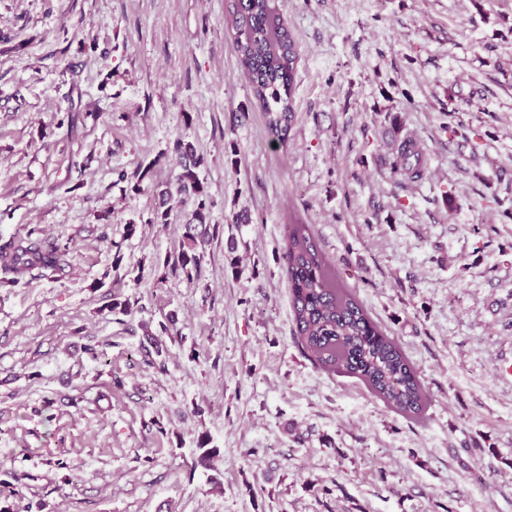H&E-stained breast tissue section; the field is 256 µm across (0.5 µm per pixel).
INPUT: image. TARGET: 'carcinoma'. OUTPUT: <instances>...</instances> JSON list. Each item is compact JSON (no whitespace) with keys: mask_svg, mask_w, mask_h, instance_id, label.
I'll use <instances>...</instances> for the list:
<instances>
[{"mask_svg":"<svg viewBox=\"0 0 512 512\" xmlns=\"http://www.w3.org/2000/svg\"><path fill=\"white\" fill-rule=\"evenodd\" d=\"M233 47L274 141L285 147L295 126L293 82L298 47L275 0H236L230 14ZM177 192L205 195L199 178L204 158L178 139L173 148ZM425 159L411 141L401 143L394 171L419 177ZM209 212L201 201L185 224L181 249L167 260L172 273L199 272ZM284 271L293 312V336L321 369L356 378L391 410L424 419L427 397L417 372L397 342L369 317L342 283L306 224H287ZM67 247L40 238L0 239V282L19 284L33 268L64 270Z\"/></svg>","mask_w":512,"mask_h":512,"instance_id":"carcinoma-1","label":"carcinoma"}]
</instances>
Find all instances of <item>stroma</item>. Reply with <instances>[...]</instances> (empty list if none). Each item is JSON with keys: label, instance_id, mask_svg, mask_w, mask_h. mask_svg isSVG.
Wrapping results in <instances>:
<instances>
[{"label": "stroma", "instance_id": "35a3bbf8", "mask_svg": "<svg viewBox=\"0 0 512 512\" xmlns=\"http://www.w3.org/2000/svg\"><path fill=\"white\" fill-rule=\"evenodd\" d=\"M276 4L284 148L231 0H0V238L68 249L0 284V512H512V0ZM178 139L217 227L192 278L164 260L197 198L151 221ZM293 223L415 366L423 421L295 342ZM233 47L274 141L287 147L295 126L293 82L298 47L275 0H237ZM425 159L422 153L415 148L411 141H404L401 143L397 162L394 171L401 173L402 171L410 173L413 177H419L424 171Z\"/></svg>", "mask_w": 512, "mask_h": 512}]
</instances>
